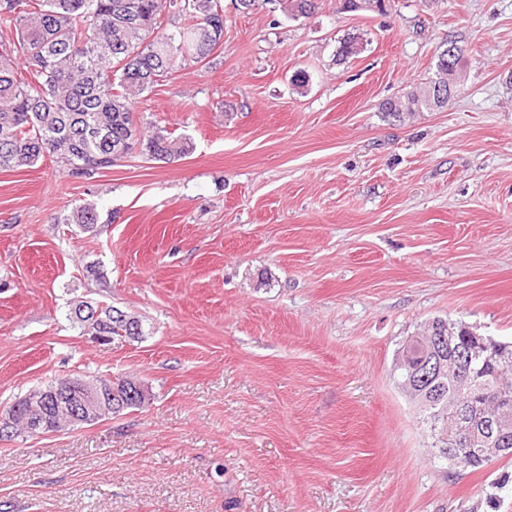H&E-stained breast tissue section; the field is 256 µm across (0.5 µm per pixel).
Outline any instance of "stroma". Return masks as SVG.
I'll return each instance as SVG.
<instances>
[{
    "label": "stroma",
    "instance_id": "obj_1",
    "mask_svg": "<svg viewBox=\"0 0 512 512\" xmlns=\"http://www.w3.org/2000/svg\"><path fill=\"white\" fill-rule=\"evenodd\" d=\"M222 5L210 64L135 105L186 157L0 171V407L65 377L152 391L0 442V512H512V457L450 467L394 372L435 318L512 342V0ZM452 40L448 105L382 112ZM82 301L143 337L80 332Z\"/></svg>",
    "mask_w": 512,
    "mask_h": 512
}]
</instances>
